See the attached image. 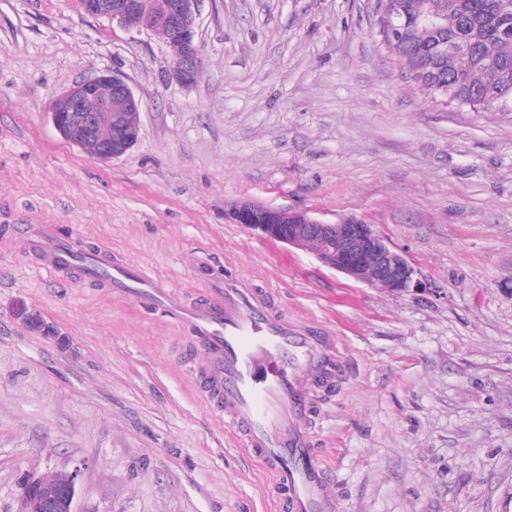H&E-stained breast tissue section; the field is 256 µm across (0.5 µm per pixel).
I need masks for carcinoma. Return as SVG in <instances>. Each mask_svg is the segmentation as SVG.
Listing matches in <instances>:
<instances>
[{"mask_svg":"<svg viewBox=\"0 0 512 512\" xmlns=\"http://www.w3.org/2000/svg\"><path fill=\"white\" fill-rule=\"evenodd\" d=\"M380 9L434 15L442 33L466 49L434 77L433 37L406 34L389 50L416 84L461 106L477 108L494 97L512 101V0H380Z\"/></svg>","mask_w":512,"mask_h":512,"instance_id":"1","label":"carcinoma"}]
</instances>
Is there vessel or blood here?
I'll return each mask as SVG.
<instances>
[{"instance_id": "b4317fda", "label": "vessel or blood", "mask_w": 512, "mask_h": 512, "mask_svg": "<svg viewBox=\"0 0 512 512\" xmlns=\"http://www.w3.org/2000/svg\"><path fill=\"white\" fill-rule=\"evenodd\" d=\"M20 245L47 271H77L80 279L186 327L200 351L191 376L267 476L277 512H336L330 474L308 427L317 383L344 373L321 337L280 316L265 295L237 279L214 282L209 299L189 304L160 277L105 249L80 247L57 225H39Z\"/></svg>"}]
</instances>
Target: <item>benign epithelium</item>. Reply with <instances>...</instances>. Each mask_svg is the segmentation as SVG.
Here are the masks:
<instances>
[{
	"label": "benign epithelium",
	"instance_id": "obj_1",
	"mask_svg": "<svg viewBox=\"0 0 512 512\" xmlns=\"http://www.w3.org/2000/svg\"><path fill=\"white\" fill-rule=\"evenodd\" d=\"M90 16L107 18L126 31L159 30L177 48L171 79L183 86L196 84L203 74L202 50L197 41L201 0H80ZM99 102L92 110L89 102ZM49 119L65 142L81 146L102 126L112 138L99 145L97 158L111 161L125 155L141 136L140 101L128 82L104 72L63 91ZM240 224L270 239L310 252L325 266L372 288L401 293L417 285L416 270L405 255L378 235L371 225L349 216L324 222L306 211L268 207L245 200L228 214ZM374 273L363 276L365 259ZM82 465L55 473L53 480L26 474L20 482L24 512H78Z\"/></svg>",
	"mask_w": 512,
	"mask_h": 512
}]
</instances>
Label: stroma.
<instances>
[{"label":"stroma","mask_w":512,"mask_h":512,"mask_svg":"<svg viewBox=\"0 0 512 512\" xmlns=\"http://www.w3.org/2000/svg\"><path fill=\"white\" fill-rule=\"evenodd\" d=\"M378 0H202L204 72L79 0H0V512L19 481L84 462L78 512H274L266 478L198 394L190 335L16 242L59 225L186 301L233 277L344 363L311 415L339 512H512V112L410 80ZM109 70L141 138L103 162L48 119ZM353 216L404 253L389 294L225 215L238 202ZM51 334H44V327Z\"/></svg>","instance_id":"obj_1"}]
</instances>
